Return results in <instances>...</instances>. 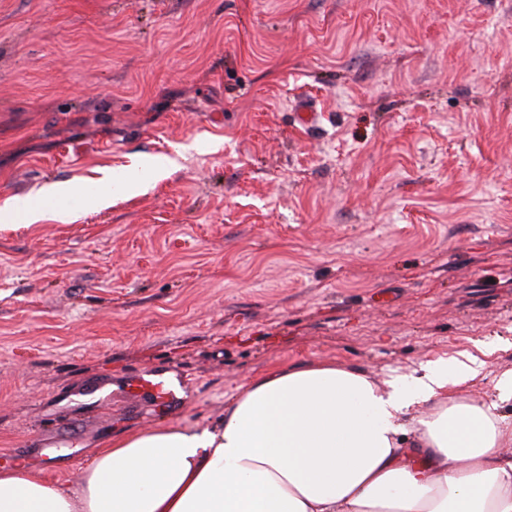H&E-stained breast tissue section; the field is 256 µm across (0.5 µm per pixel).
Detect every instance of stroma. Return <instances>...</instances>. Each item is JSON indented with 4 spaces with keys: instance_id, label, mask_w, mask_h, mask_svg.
<instances>
[{
    "instance_id": "35a3bbf8",
    "label": "stroma",
    "mask_w": 512,
    "mask_h": 512,
    "mask_svg": "<svg viewBox=\"0 0 512 512\" xmlns=\"http://www.w3.org/2000/svg\"><path fill=\"white\" fill-rule=\"evenodd\" d=\"M103 167L106 208L0 220V469L75 487L271 370L479 344L456 395L512 452V0H0V207ZM153 366L181 409L124 396Z\"/></svg>"
}]
</instances>
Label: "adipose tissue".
Listing matches in <instances>:
<instances>
[{
  "instance_id": "adipose-tissue-1",
  "label": "adipose tissue",
  "mask_w": 512,
  "mask_h": 512,
  "mask_svg": "<svg viewBox=\"0 0 512 512\" xmlns=\"http://www.w3.org/2000/svg\"><path fill=\"white\" fill-rule=\"evenodd\" d=\"M478 373L440 358L382 387L330 363L270 371L214 425L113 440L79 487L0 469V512H512L500 422L455 394ZM421 406L410 460L403 419Z\"/></svg>"
}]
</instances>
